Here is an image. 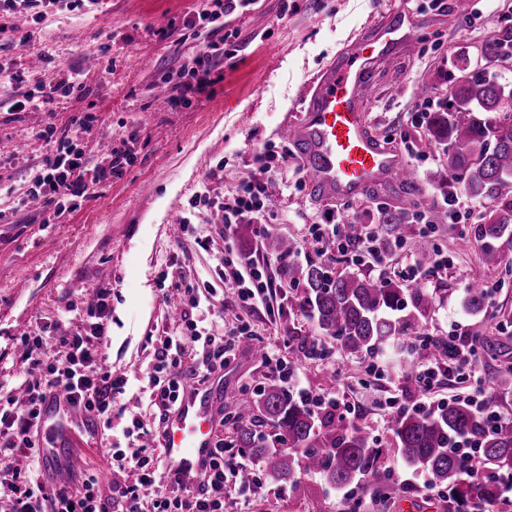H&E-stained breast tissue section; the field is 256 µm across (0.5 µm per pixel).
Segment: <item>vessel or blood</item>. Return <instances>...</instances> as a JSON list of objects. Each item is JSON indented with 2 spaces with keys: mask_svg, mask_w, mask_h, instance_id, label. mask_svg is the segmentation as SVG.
Segmentation results:
<instances>
[{
  "mask_svg": "<svg viewBox=\"0 0 512 512\" xmlns=\"http://www.w3.org/2000/svg\"><path fill=\"white\" fill-rule=\"evenodd\" d=\"M414 36L409 11L392 12L310 85L305 117L287 136L298 147L312 193L321 200H351L382 182L408 180L403 155L371 132L361 94L369 65L399 56ZM223 401L219 368L205 383L184 386L163 425L170 477L182 486H198L206 476Z\"/></svg>",
  "mask_w": 512,
  "mask_h": 512,
  "instance_id": "obj_1",
  "label": "vessel or blood"
}]
</instances>
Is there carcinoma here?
Instances as JSON below:
<instances>
[{
  "label": "carcinoma",
  "mask_w": 512,
  "mask_h": 512,
  "mask_svg": "<svg viewBox=\"0 0 512 512\" xmlns=\"http://www.w3.org/2000/svg\"><path fill=\"white\" fill-rule=\"evenodd\" d=\"M481 56L490 63L512 60V42L488 40ZM427 131L445 156L435 178L461 184L490 203L492 215L476 227L478 238L486 241L482 268L473 273L464 299L465 309L477 315L487 306L482 269L504 265L512 271V233L506 234L512 225V85L479 73L459 79L430 116ZM288 281L301 288L300 307L320 332L316 341L331 339L354 356L381 352L401 336L420 335L416 327L433 305L422 282L405 285L390 277L337 273L324 264L290 263ZM231 422L229 446L256 461L274 483L296 485L307 474H318L338 489L363 476L375 484L388 482L383 448L365 426L333 413L318 415L275 380L242 396ZM390 430L402 463L448 490L455 512H509L512 502L502 497L501 486L512 483V421L493 426L458 402L437 414L399 415ZM455 437L479 441L480 470L470 469L451 450Z\"/></svg>",
  "instance_id": "1"
}]
</instances>
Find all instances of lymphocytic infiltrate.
Wrapping results in <instances>:
<instances>
[{"mask_svg":"<svg viewBox=\"0 0 512 512\" xmlns=\"http://www.w3.org/2000/svg\"><path fill=\"white\" fill-rule=\"evenodd\" d=\"M250 0H206L203 8L190 13L182 27L191 35L201 29H223L227 15L245 11ZM217 51L214 44L200 46L187 70L188 81L181 84L177 95L168 99L169 106L188 108L196 94L202 93L210 83L217 67ZM84 85L79 73H61L59 80L42 86L39 94H26L11 100L9 114H17L51 104L55 100L81 93ZM43 139L50 145V153L44 165L36 170L31 179V190L43 196L47 205L55 211H65L68 203L86 197L91 186L119 174L131 163V153L124 148H113L112 160L106 166H91L82 149L67 132L45 129ZM195 204L220 210L223 214L225 234H233L235 227L245 219L257 224L270 223L276 217L274 205L263 188L245 180L230 195L218 199L209 192L198 193ZM308 232L316 245L326 239L336 242L339 253L349 251L371 256L375 263H382L384 246L373 229H365L357 243L340 239L334 225L313 224ZM224 265L227 269L225 282L236 291L235 309L242 310L263 298L271 287L263 270L247 255L233 245H226ZM195 285L180 288L182 320L185 330L178 335L157 338L154 362L149 369V379L154 388V404L161 417L177 406L178 393L187 382L198 384L208 380L210 373L224 365L229 356L235 355L239 341L252 337L246 324H239L231 339L214 330L199 326L194 311L200 305ZM111 291L97 289L92 302L76 308L75 315L82 323V330L69 334L61 320L36 328L21 336L27 364L22 382V399H8L0 406V453L9 454L10 461L0 467V489L9 490L14 496V512H142L143 492L156 480L165 477V456L139 450L126 454L116 448L108 454L111 467L136 471L138 478L133 484L102 486L95 474L82 476L77 486H47L33 476L28 469V459L40 456L37 440L43 422L44 409L57 390H64L70 411L91 412L104 428L112 426V399L122 392L127 379L113 373L105 365L100 352L109 342L108 321L111 315ZM448 342L451 351L446 366L425 368L415 377L423 399L417 407L422 411H436L442 404L433 398V389L439 378H455L467 382L468 403L490 422L502 418L498 404L488 396L483 378L477 371L478 348L466 325L453 321L448 325ZM238 453L234 449L216 444L215 457L198 488L176 487L170 496L155 500L153 512H224V477L226 470L235 469Z\"/></svg>","mask_w":512,"mask_h":512,"instance_id":"lymphocytic-infiltrate-1","label":"lymphocytic infiltrate"}]
</instances>
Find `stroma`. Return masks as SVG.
<instances>
[{
  "label": "stroma",
  "mask_w": 512,
  "mask_h": 512,
  "mask_svg": "<svg viewBox=\"0 0 512 512\" xmlns=\"http://www.w3.org/2000/svg\"><path fill=\"white\" fill-rule=\"evenodd\" d=\"M199 0H102L98 10L85 14L60 9L24 28L31 42L14 43L0 51V66L24 70L23 85L0 81V103L21 93H33L55 81L59 69L80 72L83 94L55 101L45 108L17 115L0 113V399L12 395L23 379L18 338L38 325L56 319L68 305L82 303L87 288L112 290L110 341L103 354L114 372L129 376L124 394L113 409L126 410L103 432L94 416L75 418L62 430V439L76 463L69 479L96 469L111 478L107 466L108 436H121L132 418L152 426L157 408L147 377L153 363L156 337L175 330L181 310L164 301L163 284L198 285L203 310L223 314L225 326L236 319L223 303L233 302L225 287L224 239L220 215L192 207L200 187L221 197L240 181L264 184L287 223L268 225L265 236L249 231L235 245L264 266L276 287L269 305H258L250 316L257 332L259 358L237 353L224 367V413L232 415L244 386L257 387L279 377L278 361L292 368L300 383L315 392H336L356 409L360 423L384 450L391 470L410 476L398 458L389 425L395 415L390 398L412 403L418 397L413 376L399 362L403 352L381 360L379 375H370L369 356L347 354L326 344V355L310 359L298 350L301 341L318 329L300 310L298 293L288 283L279 258L269 253L266 236H288L294 244L292 262L320 261L307 231L326 213L339 219L340 231L349 223L376 224L379 211L410 216L420 200L440 206L443 196L468 200L461 185L438 186L433 178L443 158L421 122L408 112L421 86L433 87L432 99L443 98L458 80L461 59H477L489 38L512 36V0H499L496 12L483 0H253L245 12L226 16L224 47L233 56L224 60L215 84L191 108H173L156 96V86L175 78L195 54L199 41L215 36L184 38L185 15ZM408 7L419 35L402 55L375 64L365 91V111L371 131L383 142H411L408 164L415 191L397 181L375 187L352 201L323 202L308 186L298 185L303 174L300 153L286 136L288 127L303 118V101L312 78L365 31L374 29L384 13ZM457 18L452 36L441 35L434 21ZM171 30L170 38L159 35ZM81 115L91 118L90 130L75 126ZM69 131L94 165L105 166L113 147L128 146L133 163L122 175L93 185L85 198L64 213H56L43 198L30 195L29 174L41 166L48 147L41 137L47 127ZM271 145L288 154V165L265 173L255 160L257 151ZM480 209L471 223L436 227L431 236L404 224L403 239L389 246V272L398 278L422 243H430L448 258L447 269L433 280L434 303L423 319L426 333L445 334L450 321L468 325L479 346L478 365L488 394L506 418L512 419V385L501 386L500 369L512 366V273L487 271L496 292L484 313L464 311L470 273L479 263L483 241L475 227L487 216ZM195 232L187 234L182 217ZM208 238L207 248L194 243ZM248 473L258 480L249 491L228 477L224 512H452L450 498L431 495L423 485L376 486L360 479L358 499L347 498L317 475L302 476L294 486L259 477L257 462Z\"/></svg>",
  "instance_id": "obj_1"
}]
</instances>
